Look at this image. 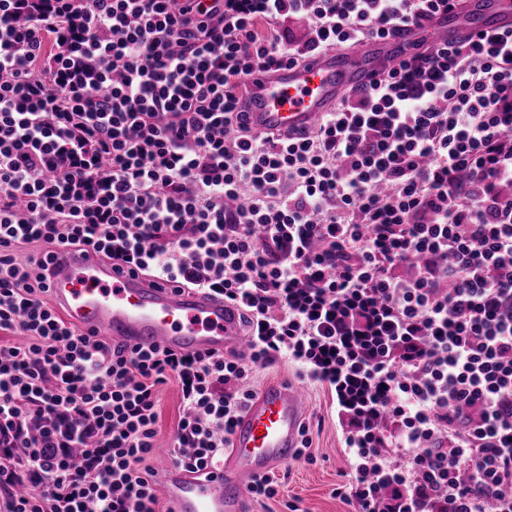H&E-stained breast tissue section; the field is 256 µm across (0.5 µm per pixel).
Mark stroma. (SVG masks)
I'll use <instances>...</instances> for the list:
<instances>
[{"instance_id": "stroma-1", "label": "stroma", "mask_w": 512, "mask_h": 512, "mask_svg": "<svg viewBox=\"0 0 512 512\" xmlns=\"http://www.w3.org/2000/svg\"><path fill=\"white\" fill-rule=\"evenodd\" d=\"M296 364L280 360L255 370L249 381L253 390L277 381L301 385L309 404L304 423L310 428L311 451L316 463L294 460L277 469L282 488L275 498L250 499L248 512H287L286 502H298L302 512H349L332 491L345 480L349 466L342 451V433L330 416L331 396L320 385L301 383Z\"/></svg>"}]
</instances>
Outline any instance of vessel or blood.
<instances>
[{
	"mask_svg": "<svg viewBox=\"0 0 512 512\" xmlns=\"http://www.w3.org/2000/svg\"><path fill=\"white\" fill-rule=\"evenodd\" d=\"M510 29L512 0H462L454 10L435 14L424 28H402L343 53L330 50L275 71L255 72L244 97L246 119L258 131L300 136L352 91L381 79L420 48ZM52 267V303L84 334L129 350L160 345L221 354L247 346L236 309L223 299L154 284L130 267L118 271L94 256L66 250L57 252ZM306 410L297 386L263 387L238 420L218 470L201 475L171 462L158 471L171 512H245L250 480L295 457Z\"/></svg>",
	"mask_w": 512,
	"mask_h": 512,
	"instance_id": "obj_1",
	"label": "vessel or blood"
}]
</instances>
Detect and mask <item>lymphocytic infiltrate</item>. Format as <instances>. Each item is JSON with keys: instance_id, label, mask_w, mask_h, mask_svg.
Instances as JSON below:
<instances>
[{"instance_id": "obj_1", "label": "lymphocytic infiltrate", "mask_w": 512, "mask_h": 512, "mask_svg": "<svg viewBox=\"0 0 512 512\" xmlns=\"http://www.w3.org/2000/svg\"><path fill=\"white\" fill-rule=\"evenodd\" d=\"M456 3L0 0V512H159L161 387L203 471L281 359L331 395L354 512H512V31L298 139L239 110L255 71ZM63 247L238 306L248 354L81 334L50 302ZM278 29L286 44H288L289 39L293 44L301 45L309 37L308 25L304 19L286 18L279 23Z\"/></svg>"}]
</instances>
